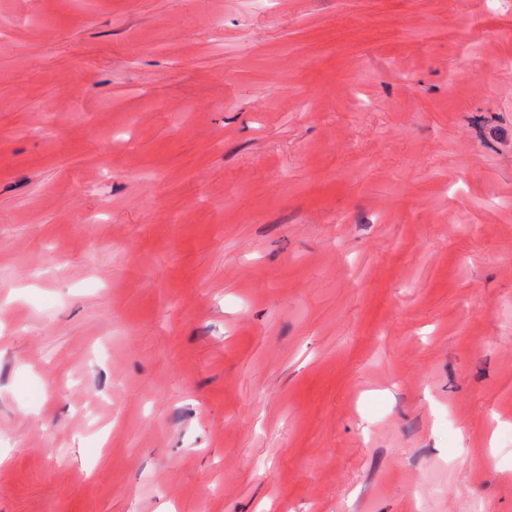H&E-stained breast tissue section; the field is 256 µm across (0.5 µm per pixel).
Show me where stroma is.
Returning a JSON list of instances; mask_svg holds the SVG:
<instances>
[{
  "label": "stroma",
  "mask_w": 512,
  "mask_h": 512,
  "mask_svg": "<svg viewBox=\"0 0 512 512\" xmlns=\"http://www.w3.org/2000/svg\"><path fill=\"white\" fill-rule=\"evenodd\" d=\"M0 512H512V0H0Z\"/></svg>",
  "instance_id": "1"
}]
</instances>
